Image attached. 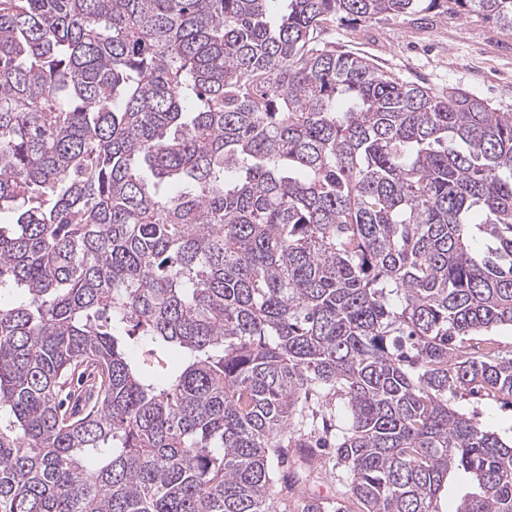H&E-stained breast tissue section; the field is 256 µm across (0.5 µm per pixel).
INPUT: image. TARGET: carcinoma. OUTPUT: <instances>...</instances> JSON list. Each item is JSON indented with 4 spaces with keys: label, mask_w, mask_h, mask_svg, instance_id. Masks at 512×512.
Masks as SVG:
<instances>
[{
    "label": "carcinoma",
    "mask_w": 512,
    "mask_h": 512,
    "mask_svg": "<svg viewBox=\"0 0 512 512\" xmlns=\"http://www.w3.org/2000/svg\"><path fill=\"white\" fill-rule=\"evenodd\" d=\"M269 2L0 0V512H512V112ZM483 336H476L478 339H485L487 342H491L495 347L500 350L501 354L511 355L512 354V327L511 326H500L494 328L489 332L482 334ZM448 406L468 416L475 414L486 427L502 436L512 434V397L480 400L459 390L457 394L448 393ZM335 464L336 457L333 454L329 456L323 454L316 457L313 468L316 469L315 473H319V478L311 486L310 492L321 497H342L344 487L336 478V473L339 471L334 466Z\"/></svg>",
    "instance_id": "carcinoma-1"
}]
</instances>
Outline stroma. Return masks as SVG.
Segmentation results:
<instances>
[{
    "mask_svg": "<svg viewBox=\"0 0 512 512\" xmlns=\"http://www.w3.org/2000/svg\"><path fill=\"white\" fill-rule=\"evenodd\" d=\"M319 40L370 59L402 82L435 92L461 88L512 111V27L436 8L369 21L339 20ZM448 404L476 415L502 436L512 435V397L480 400L461 390L449 394Z\"/></svg>",
    "mask_w": 512,
    "mask_h": 512,
    "instance_id": "35a3bbf8",
    "label": "stroma"
}]
</instances>
